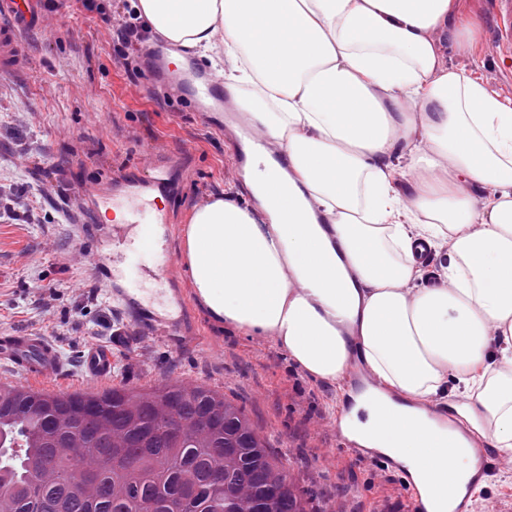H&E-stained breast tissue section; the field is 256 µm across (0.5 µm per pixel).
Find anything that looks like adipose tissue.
<instances>
[{
  "mask_svg": "<svg viewBox=\"0 0 512 512\" xmlns=\"http://www.w3.org/2000/svg\"><path fill=\"white\" fill-rule=\"evenodd\" d=\"M145 27L211 57L224 91L282 159L248 146L245 183L268 214L232 197L196 210L184 254L209 315L270 341L302 372L343 382L351 362L378 389L343 421L409 466L427 512L469 450L431 427L449 383L473 427L512 450V103L449 66L436 31L473 37L460 0H137ZM414 172L409 194L399 181ZM407 178V177H406ZM451 243L436 283L419 246ZM428 432L427 466L405 435L374 439L380 407Z\"/></svg>",
  "mask_w": 512,
  "mask_h": 512,
  "instance_id": "1",
  "label": "adipose tissue"
}]
</instances>
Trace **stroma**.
I'll list each match as a JSON object with an SVG mask.
<instances>
[{
	"mask_svg": "<svg viewBox=\"0 0 512 512\" xmlns=\"http://www.w3.org/2000/svg\"><path fill=\"white\" fill-rule=\"evenodd\" d=\"M45 0L42 25L25 33L28 66L0 75V184L17 189L0 216V336L32 331L49 337L60 368L33 387L56 394L113 387L147 391L165 383L203 385L243 406L259 436L314 498L318 512H401L396 476L352 460L336 438V387L296 368L269 341L244 336L210 318L197 299L183 253L194 211L215 198L245 194L233 161L242 143L176 94L157 105L148 73L128 78L112 48L104 14L117 0ZM477 23L475 48L455 25L435 38L451 67L474 73L487 90L512 101V58L495 39L490 0H463ZM184 159L178 191L165 202L160 251L170 260L183 316L172 334L143 323L136 310L99 285L102 255H111L96 225L111 204L82 210L81 191L112 187L148 156ZM112 349L110 377L88 380L87 344Z\"/></svg>",
	"mask_w": 512,
	"mask_h": 512,
	"instance_id": "35a3bbf8",
	"label": "stroma"
}]
</instances>
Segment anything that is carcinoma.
Masks as SVG:
<instances>
[{"instance_id": "cac0c4a2", "label": "carcinoma", "mask_w": 512, "mask_h": 512, "mask_svg": "<svg viewBox=\"0 0 512 512\" xmlns=\"http://www.w3.org/2000/svg\"><path fill=\"white\" fill-rule=\"evenodd\" d=\"M224 393L0 384V512H313Z\"/></svg>"}]
</instances>
